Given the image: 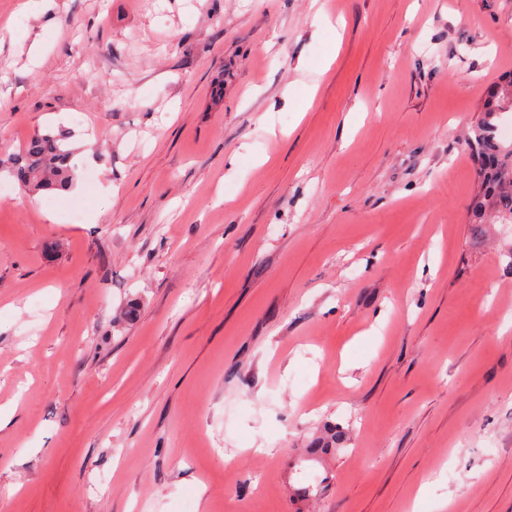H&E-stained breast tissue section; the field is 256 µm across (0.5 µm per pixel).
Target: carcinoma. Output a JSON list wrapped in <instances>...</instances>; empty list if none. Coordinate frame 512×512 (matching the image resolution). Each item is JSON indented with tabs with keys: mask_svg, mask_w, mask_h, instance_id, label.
<instances>
[{
	"mask_svg": "<svg viewBox=\"0 0 512 512\" xmlns=\"http://www.w3.org/2000/svg\"><path fill=\"white\" fill-rule=\"evenodd\" d=\"M512 111V72L500 76L487 92L469 143L476 166L477 186L471 199L472 223L490 218L512 224V144L497 138L496 119ZM67 136L45 133L33 136L14 158L11 176L24 193L56 191L68 187L73 178Z\"/></svg>",
	"mask_w": 512,
	"mask_h": 512,
	"instance_id": "obj_1",
	"label": "carcinoma"
}]
</instances>
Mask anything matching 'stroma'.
Returning <instances> with one entry per match:
<instances>
[{
    "mask_svg": "<svg viewBox=\"0 0 512 512\" xmlns=\"http://www.w3.org/2000/svg\"><path fill=\"white\" fill-rule=\"evenodd\" d=\"M22 2L0 158L92 160L0 172V512H512V0ZM512 111V72L500 76L487 92L469 143L476 166L477 186L471 199L472 224L493 218L512 224V144L497 138L501 112ZM67 136L60 132L33 136L9 170L24 193L64 190L73 178Z\"/></svg>",
    "mask_w": 512,
    "mask_h": 512,
    "instance_id": "stroma-1",
    "label": "stroma"
}]
</instances>
